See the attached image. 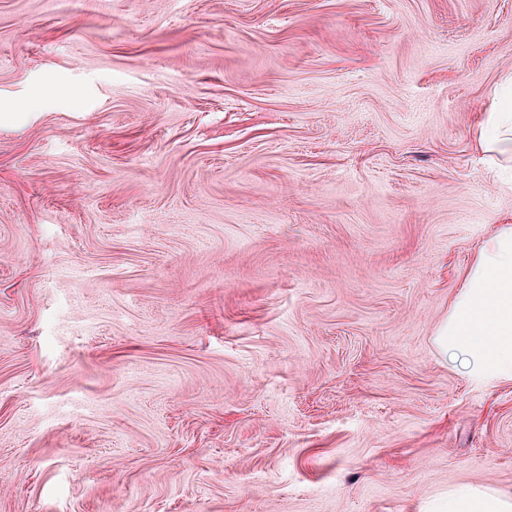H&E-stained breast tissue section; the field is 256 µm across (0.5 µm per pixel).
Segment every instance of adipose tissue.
I'll list each match as a JSON object with an SVG mask.
<instances>
[{
    "mask_svg": "<svg viewBox=\"0 0 512 512\" xmlns=\"http://www.w3.org/2000/svg\"><path fill=\"white\" fill-rule=\"evenodd\" d=\"M477 145L491 170L512 183V76L493 92L478 124ZM434 344L441 357L460 362L470 376L512 381V224L499 225L482 243ZM432 512H512V495L459 486L435 502Z\"/></svg>",
    "mask_w": 512,
    "mask_h": 512,
    "instance_id": "ef3b65f1",
    "label": "adipose tissue"
}]
</instances>
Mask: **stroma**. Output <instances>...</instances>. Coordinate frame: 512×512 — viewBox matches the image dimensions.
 Masks as SVG:
<instances>
[{
  "mask_svg": "<svg viewBox=\"0 0 512 512\" xmlns=\"http://www.w3.org/2000/svg\"><path fill=\"white\" fill-rule=\"evenodd\" d=\"M510 73L512 0H0V512L512 492L433 344Z\"/></svg>",
  "mask_w": 512,
  "mask_h": 512,
  "instance_id": "35a3bbf8",
  "label": "stroma"
}]
</instances>
